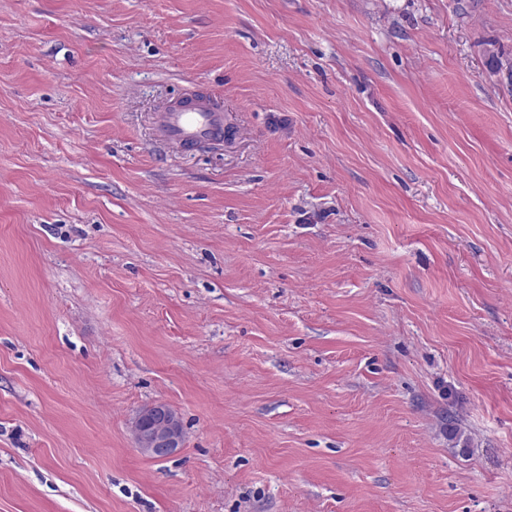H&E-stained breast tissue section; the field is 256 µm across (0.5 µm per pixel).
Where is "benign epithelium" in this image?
<instances>
[{"label":"benign epithelium","mask_w":512,"mask_h":512,"mask_svg":"<svg viewBox=\"0 0 512 512\" xmlns=\"http://www.w3.org/2000/svg\"><path fill=\"white\" fill-rule=\"evenodd\" d=\"M137 448L155 459H166L184 443V430L177 412L166 403L142 409L133 421Z\"/></svg>","instance_id":"1"}]
</instances>
